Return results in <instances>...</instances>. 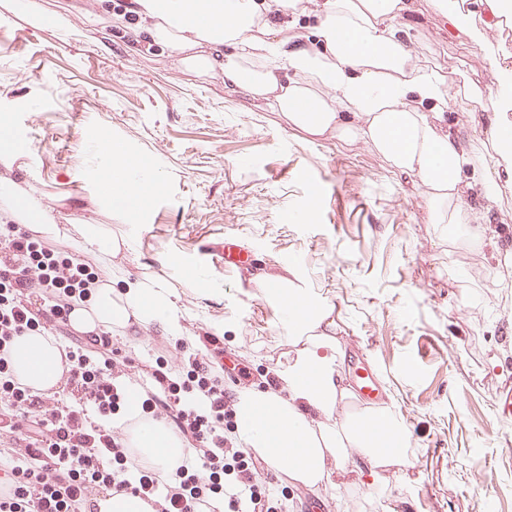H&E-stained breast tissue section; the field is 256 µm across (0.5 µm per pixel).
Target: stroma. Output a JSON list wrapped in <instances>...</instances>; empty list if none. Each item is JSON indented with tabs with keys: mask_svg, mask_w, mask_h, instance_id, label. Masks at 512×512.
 <instances>
[{
	"mask_svg": "<svg viewBox=\"0 0 512 512\" xmlns=\"http://www.w3.org/2000/svg\"><path fill=\"white\" fill-rule=\"evenodd\" d=\"M67 12L62 27L0 8V117L18 130L0 176L32 194L63 236L57 244L104 272H159L164 259L196 267L204 288L173 278L189 331L222 330L225 359L243 360L251 384L293 354L257 274L292 270L333 310L345 355L377 374L385 405L408 430L407 465L379 489L354 478L341 493L298 488L290 512L317 499L346 512H512V422L493 399L512 379V199L486 211L467 195L469 225L439 224L424 190L369 146L312 139L247 90L183 72L177 51L154 46L138 22L117 27L100 0H39ZM417 64L493 81L484 51L450 32L435 0H404L398 20ZM447 122L474 161L491 151L492 116ZM122 142L160 174L164 189L123 212L100 190L108 165L97 145ZM108 224L131 249L102 260L81 224ZM248 254L224 266V245Z\"/></svg>",
	"mask_w": 512,
	"mask_h": 512,
	"instance_id": "stroma-1",
	"label": "stroma"
}]
</instances>
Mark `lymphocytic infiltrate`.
I'll return each mask as SVG.
<instances>
[{
    "mask_svg": "<svg viewBox=\"0 0 512 512\" xmlns=\"http://www.w3.org/2000/svg\"><path fill=\"white\" fill-rule=\"evenodd\" d=\"M103 280L92 260L0 224V453L8 479L0 512H81L112 488L152 500L156 512H204L223 496L224 512H288L287 490L261 479L264 461L234 442V395L224 388L223 351L214 335L194 349L157 356L142 385L145 416L165 422L191 455L171 477L138 458L111 415L121 407L117 377L134 360L111 332L74 335L70 298H88ZM68 337L57 391L15 380L8 352L17 337Z\"/></svg>",
    "mask_w": 512,
    "mask_h": 512,
    "instance_id": "obj_1",
    "label": "lymphocytic infiltrate"
}]
</instances>
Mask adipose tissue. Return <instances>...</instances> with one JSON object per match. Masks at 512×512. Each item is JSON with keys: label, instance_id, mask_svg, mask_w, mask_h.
Here are the masks:
<instances>
[{"label": "adipose tissue", "instance_id": "1", "mask_svg": "<svg viewBox=\"0 0 512 512\" xmlns=\"http://www.w3.org/2000/svg\"><path fill=\"white\" fill-rule=\"evenodd\" d=\"M134 2L149 39L180 52L185 70L222 74L229 94L247 87L254 99L308 136L364 142L393 172L427 189L438 223H464L463 174L474 161L455 131L438 122L450 108L512 112V69L495 68L493 88L450 94L445 74L413 63L399 37L401 0H303V13L315 21L310 46L266 21L264 0ZM485 5V24L476 28L459 0H436L438 14L469 30L481 46L499 17L512 14V0H485ZM492 141L494 153L482 163L486 176L480 184L494 207L512 195V180L498 178L512 172V124L493 127ZM104 178L113 184V201L128 209L147 203L163 184L147 166L133 162L121 171L106 168ZM0 201L34 234L60 235V227L12 181H0ZM256 282L277 306L295 356L277 371L275 389L237 392L238 442L307 488L353 472L379 483L383 470L406 461L403 422L382 407L337 417V407L351 392L332 308L295 278L266 275ZM183 319L164 273L124 279L119 289L101 283L90 298L74 301L71 313L73 327L83 332L157 327L184 344ZM11 368L19 382L43 392L59 384L65 364L48 337L30 334L17 339ZM121 418L131 424L130 444L140 458L173 473L187 454L185 442L164 422L141 419L137 394H130Z\"/></svg>", "mask_w": 512, "mask_h": 512}]
</instances>
